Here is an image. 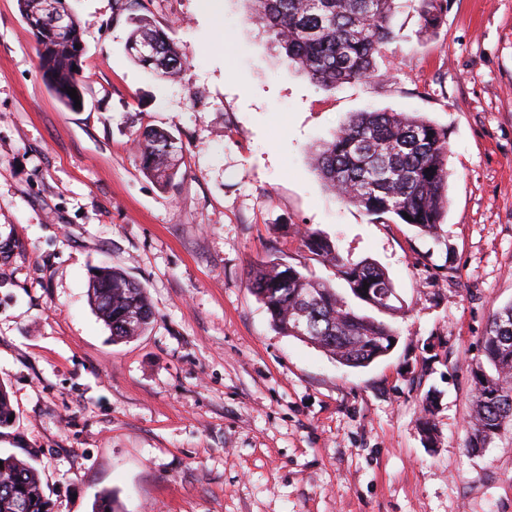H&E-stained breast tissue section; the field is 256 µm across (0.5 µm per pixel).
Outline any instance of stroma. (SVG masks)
I'll list each match as a JSON object with an SVG mask.
<instances>
[{
	"mask_svg": "<svg viewBox=\"0 0 512 512\" xmlns=\"http://www.w3.org/2000/svg\"><path fill=\"white\" fill-rule=\"evenodd\" d=\"M141 2L184 69L130 59L118 0H67L86 45L71 109L0 0V451L35 455L48 512L101 492L122 512H512V427L467 450L471 368L512 303V0H448L431 35L396 0L380 77L334 90L283 63L247 0ZM365 110L446 133L440 240L371 222L316 171L310 147ZM146 128L185 148L171 185L141 169ZM307 229L394 284V347L367 367L280 333L249 288L277 258L349 296ZM105 265L155 310L122 343L88 301Z\"/></svg>",
	"mask_w": 512,
	"mask_h": 512,
	"instance_id": "35a3bbf8",
	"label": "stroma"
}]
</instances>
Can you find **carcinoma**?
Wrapping results in <instances>:
<instances>
[{
  "label": "carcinoma",
  "mask_w": 512,
  "mask_h": 512,
  "mask_svg": "<svg viewBox=\"0 0 512 512\" xmlns=\"http://www.w3.org/2000/svg\"><path fill=\"white\" fill-rule=\"evenodd\" d=\"M18 2L34 31L45 80L65 106L75 108L67 89L82 95L79 74L85 46L78 22L57 26L56 14L66 0ZM248 2L253 5L252 18L273 35L285 62L297 65L326 88L379 77L377 58L396 39L391 24L395 0ZM446 10L447 0H418L422 29L435 31ZM130 23L127 48L134 62L166 78L180 74L184 60L166 33L147 17L137 16ZM137 138L142 169L163 184L171 183L183 158L182 144L154 129ZM312 154L321 179L343 203L373 221L408 224L420 234L439 237L448 204V141L430 121L403 112H358ZM407 215L411 220L405 219ZM302 244L311 259L335 268L355 298L385 314L401 311L391 280L375 263L343 258L329 239L314 232H303ZM250 283L276 329L287 336L308 337L309 343L343 365L366 366L393 347L389 323L360 312L335 289L291 265L263 261L253 270ZM88 298L114 342L141 335L154 318L145 289L115 268H99L90 281ZM483 355L494 374L472 371L468 448L473 452L512 425V305L490 317ZM432 408L428 394L419 423L429 440L435 436ZM11 415L9 392L0 384V428L9 426ZM0 461V512H47L37 468L14 454H0Z\"/></svg>",
  "instance_id": "cac0c4a2"
}]
</instances>
